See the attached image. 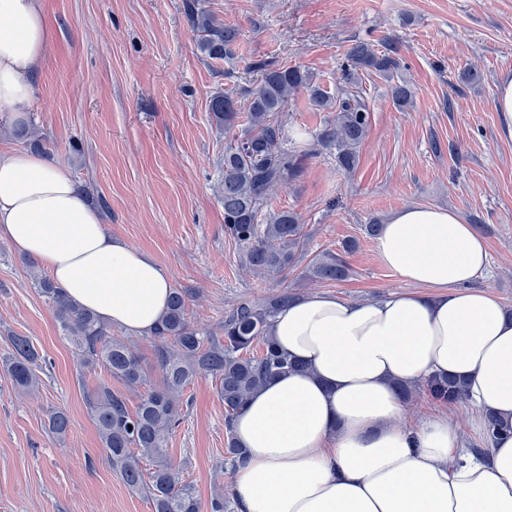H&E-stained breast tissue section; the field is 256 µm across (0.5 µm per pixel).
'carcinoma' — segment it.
<instances>
[{
	"label": "carcinoma",
	"mask_w": 512,
	"mask_h": 512,
	"mask_svg": "<svg viewBox=\"0 0 512 512\" xmlns=\"http://www.w3.org/2000/svg\"><path fill=\"white\" fill-rule=\"evenodd\" d=\"M184 12L197 36V47L206 57L222 61L232 55L238 30L225 26L197 0H185ZM381 47L378 51L358 42L350 48L341 68L346 86L334 97L300 68L274 62L257 65L260 79L255 86L211 96L208 108L216 126L226 132L238 130L234 143L224 150L222 186L224 231L239 245L243 266L264 276L285 278L305 251L303 225L297 215L264 213L272 187L300 176L308 158V153L288 148L290 135L279 114L300 91L307 93L314 110L336 113L333 126L319 134L317 145L329 150L342 170H355L370 120L367 100L358 87V72L391 79L401 70L398 41L388 36ZM391 97L394 105L405 107L413 101L412 89L399 80L391 85ZM347 274L345 256L332 251L317 253L306 268V277L316 281H338ZM34 281L53 305L61 332L81 365H103L127 389L144 384L146 373L132 346L113 336L94 313L69 300L50 278L38 276ZM296 298V293L285 289L266 302H242L224 319L223 335L215 336L190 322L187 291L174 288L152 334L162 386L144 395L133 409L125 394L113 390L108 382L86 394L112 469L128 487L146 495L153 512H201L194 486L182 480L168 460V437L180 423L178 398L198 375L209 373L215 378L230 430L234 417L268 381L291 371H308L305 364L279 351L272 336L275 314ZM37 358L29 338H12L11 353L3 366L14 386L26 391L38 388L32 369ZM397 392L404 401L423 392L444 405H463L468 399L464 385L448 378L400 384ZM49 426L53 433L65 435L70 426L67 414L53 412ZM145 460L152 464L147 479Z\"/></svg>",
	"instance_id": "carcinoma-1"
}]
</instances>
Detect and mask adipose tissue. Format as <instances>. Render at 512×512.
Instances as JSON below:
<instances>
[{
	"label": "adipose tissue",
	"mask_w": 512,
	"mask_h": 512,
	"mask_svg": "<svg viewBox=\"0 0 512 512\" xmlns=\"http://www.w3.org/2000/svg\"><path fill=\"white\" fill-rule=\"evenodd\" d=\"M49 30L40 0H0V112L27 120ZM0 239L46 269L104 323L147 336L172 284L148 253L112 235L70 169L30 151L0 156ZM407 292L354 303L295 300L273 334L303 372L256 391L233 422L245 457L230 469L239 512H512V314L474 288L489 254L450 210L408 206L376 241ZM455 377L505 428L484 453L447 416L403 425L392 385Z\"/></svg>",
	"instance_id": "1"
}]
</instances>
